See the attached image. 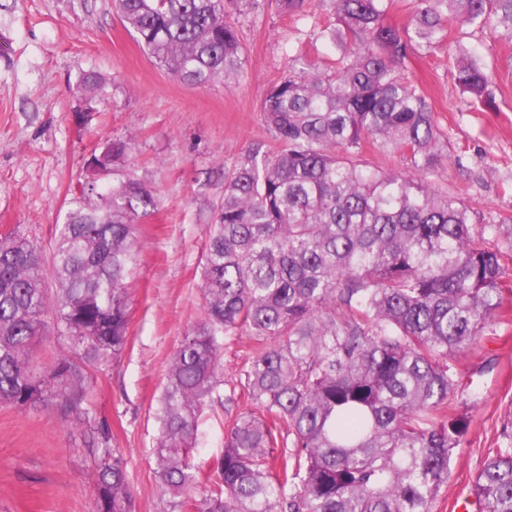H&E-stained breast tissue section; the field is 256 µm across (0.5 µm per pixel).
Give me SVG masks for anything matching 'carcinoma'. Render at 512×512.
Instances as JSON below:
<instances>
[{"mask_svg": "<svg viewBox=\"0 0 512 512\" xmlns=\"http://www.w3.org/2000/svg\"><path fill=\"white\" fill-rule=\"evenodd\" d=\"M336 50L321 72L300 56L262 102L277 146L247 147L224 170V200L205 230L204 320L181 340L158 410L157 476L170 507L193 512H432L468 416L450 360L500 317L512 266V217L484 216L428 175L447 148L433 104L407 71L433 53L448 22L512 47V0H417L409 22L391 0H271ZM249 0H114L143 50L180 80L238 77L243 46L230 8ZM454 82L476 109L492 104L494 71L448 42ZM85 100L102 97L93 71ZM400 151L385 172L366 145ZM131 138L92 156L104 169ZM71 208L51 260L11 230L0 235V403L39 407L87 427L101 451L97 512H132L126 461L91 409L92 373L128 342L126 280L137 224L157 208L136 180ZM58 285L51 294L45 279ZM63 338L50 375L29 368L48 325ZM252 343L238 383L250 401L224 433L216 478L192 461L198 423L221 386L224 338ZM285 448L280 472L268 449ZM476 512H512V448H495L472 486ZM364 159L371 166L382 170H402L407 167V159L400 153H389L369 148L364 154Z\"/></svg>", "mask_w": 512, "mask_h": 512, "instance_id": "cac0c4a2", "label": "carcinoma"}]
</instances>
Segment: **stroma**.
I'll return each mask as SVG.
<instances>
[{"instance_id": "stroma-1", "label": "stroma", "mask_w": 512, "mask_h": 512, "mask_svg": "<svg viewBox=\"0 0 512 512\" xmlns=\"http://www.w3.org/2000/svg\"><path fill=\"white\" fill-rule=\"evenodd\" d=\"M239 28L237 80L191 86L142 50L113 0H0V233L21 230L51 251L56 224L90 178L91 152L119 138H133L135 149L99 186L134 179L159 201L139 226L127 280V347L91 381L95 409L127 462L134 512H170L155 476L157 409L183 335L204 318L205 228L224 198V169L250 144H273L260 106L289 55L322 69L334 60L330 47L311 42L308 25L267 0L248 8ZM89 70L104 77L105 95L80 128L79 78ZM407 70L448 137L432 183L475 211L512 215V73L496 74L495 108L476 110L454 84L447 48L410 58ZM454 364L468 385L470 423L433 512H455L487 453L512 447V301ZM247 406L241 394L204 410L192 452L202 478H214L224 431ZM98 461L84 426L61 417L55 402L0 405V512H96Z\"/></svg>"}]
</instances>
